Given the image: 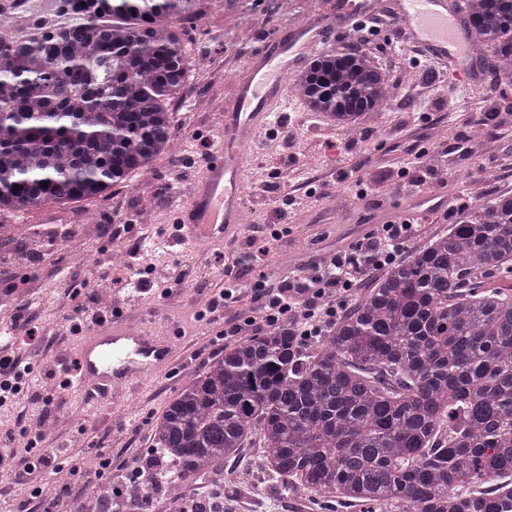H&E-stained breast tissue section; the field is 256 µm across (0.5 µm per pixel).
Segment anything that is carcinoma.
<instances>
[{"label": "carcinoma", "mask_w": 512, "mask_h": 512, "mask_svg": "<svg viewBox=\"0 0 512 512\" xmlns=\"http://www.w3.org/2000/svg\"><path fill=\"white\" fill-rule=\"evenodd\" d=\"M77 19L0 39V214L107 199L176 137L199 0H65ZM473 45L512 83V0H466ZM341 127L390 99L367 55L296 76ZM48 186H42V183ZM512 195L475 206L357 297L312 347L282 323L184 385L152 445L190 482L260 431L266 474L327 512H512Z\"/></svg>", "instance_id": "cac0c4a2"}]
</instances>
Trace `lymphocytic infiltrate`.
Listing matches in <instances>:
<instances>
[{
    "label": "lymphocytic infiltrate",
    "mask_w": 512,
    "mask_h": 512,
    "mask_svg": "<svg viewBox=\"0 0 512 512\" xmlns=\"http://www.w3.org/2000/svg\"><path fill=\"white\" fill-rule=\"evenodd\" d=\"M400 38L406 52L395 63L389 80L393 86L402 87L408 100H428L440 92L438 80L447 71L448 64L443 60L434 61L430 74L404 83V73L423 50L408 33H401ZM447 150V143L437 137L426 147L418 140L409 141L397 169L399 191L408 198L428 193L429 184L422 170L432 152ZM429 232V223L417 216L400 222L383 221L365 234L351 251L320 257L284 279L263 277L250 285L243 281L242 258L236 251H225L224 279L210 286L204 308L195 319L216 328L228 345L242 336L260 335L282 322L288 323L292 333L303 340L323 335L348 312L350 302L367 281L380 278L392 266L403 262L408 243ZM38 338L49 346L65 340L64 335L50 330L40 333L36 328L24 329L14 324L0 336V408L20 404L27 395L44 405H53V396L31 390L28 351ZM27 430L42 444L39 457H32L29 448L17 447L9 429L0 433V457L10 460L15 483L30 485L36 491L45 472L61 475L63 460L77 459L78 454L69 445L65 431L45 430L43 416H36ZM14 485L0 487V500L13 498Z\"/></svg>",
    "instance_id": "obj_1"
}]
</instances>
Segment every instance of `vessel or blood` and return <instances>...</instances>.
Listing matches in <instances>:
<instances>
[{
	"label": "vessel or blood",
	"mask_w": 512,
	"mask_h": 512,
	"mask_svg": "<svg viewBox=\"0 0 512 512\" xmlns=\"http://www.w3.org/2000/svg\"><path fill=\"white\" fill-rule=\"evenodd\" d=\"M377 9L376 0H339L335 13L291 24L267 55L255 58L238 77L206 172L195 183L190 203L176 217L184 241H221L243 228V157L273 106H287L284 75L322 50L335 23L350 26ZM393 12L414 42L455 66L458 79L474 75L469 45L459 35L461 13L454 0H396ZM77 361L85 391L94 399L114 401L144 378L172 369L174 347L146 326L130 324L115 310L88 328Z\"/></svg>",
	"instance_id": "b4317fda"
}]
</instances>
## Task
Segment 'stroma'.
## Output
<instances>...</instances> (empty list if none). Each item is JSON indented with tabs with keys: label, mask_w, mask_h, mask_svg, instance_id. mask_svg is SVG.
I'll use <instances>...</instances> for the list:
<instances>
[{
	"label": "stroma",
	"mask_w": 512,
	"mask_h": 512,
	"mask_svg": "<svg viewBox=\"0 0 512 512\" xmlns=\"http://www.w3.org/2000/svg\"><path fill=\"white\" fill-rule=\"evenodd\" d=\"M29 2L28 9L13 17L19 37H27L35 27H51L69 19L60 12L58 0ZM329 2L290 0L285 9L281 0H205L200 30L186 42L192 67L172 103L178 126L172 151L157 159L149 172L114 188L109 200L53 204L38 211L0 216V226L6 231L5 238H0V290L16 288L19 301L13 312L20 322L33 320L43 328L66 325L68 318L57 307L61 293L87 296L92 287L110 286L115 267L109 261L95 263V256L101 253L109 257L117 251H137L150 262L170 268L203 263L214 275H221L223 243L203 248L176 244L171 236L175 209L188 202L193 185L203 175L209 156L203 144L218 139L224 101L232 96L234 81L251 57L267 53L290 22L326 13ZM447 84L446 94L421 103L393 98L388 110L373 115L366 136L354 142L351 155L363 174L378 180L381 211L388 215L407 208L395 192L397 172L387 166L395 157L390 128L405 119L418 134L444 136L449 144H461V151L451 156L452 164L459 185L474 184L475 192L463 196L448 190V218L434 225L437 235L447 232L450 222L474 206L512 190V170L496 162L497 156L512 153V136L485 117L486 112L512 108V84L498 82L484 65L479 66L474 81L462 82L451 75ZM459 112L471 114L470 125L457 124ZM276 115L278 122L272 127L276 140L291 135L299 146L314 142L315 131L307 126L311 114L300 101L277 110ZM478 127L484 128L486 141L494 146L493 153L480 161L465 151ZM265 143V137H257L254 148L247 151L244 179L268 182L271 191L258 200L246 198L245 212L249 223L288 229L292 245L271 262L250 263L248 277L284 278L322 254L320 235L324 232L335 239L337 248L351 250L358 236L369 232L372 212L348 199L346 183L321 185L322 174L340 168L338 152L317 150L314 164L308 167L292 160L285 150L276 167L270 168L263 164ZM196 296V284L187 282L182 298L173 301L135 296L113 299V307L130 321L144 324L155 335L174 336L176 351L174 370L144 379L133 392L123 395L120 409H107L97 400L84 399L82 392L64 387L63 369L75 360L79 341L31 352L33 377L45 383L47 393L61 399L60 405L48 411L46 423L67 427L70 437L91 445V452L79 461L81 469L97 467L95 449H109L113 488L126 489L130 471L154 456L150 442L153 420L186 383L224 352L223 342L203 334L201 323L195 321ZM191 343L196 353L188 352ZM236 466L251 472L247 484L231 481ZM204 481L218 490L228 507L245 500L251 512H296L301 505L318 512L313 494L284 495L271 489L256 433L235 463L216 467Z\"/></svg>",
	"instance_id": "obj_1"
}]
</instances>
